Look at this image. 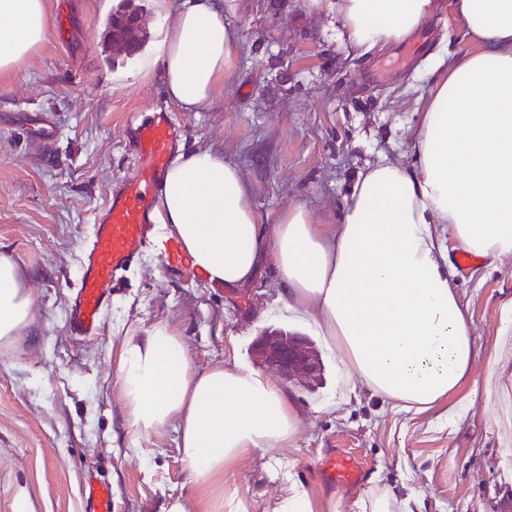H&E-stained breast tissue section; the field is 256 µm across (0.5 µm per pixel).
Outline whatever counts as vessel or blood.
<instances>
[{"mask_svg": "<svg viewBox=\"0 0 512 512\" xmlns=\"http://www.w3.org/2000/svg\"><path fill=\"white\" fill-rule=\"evenodd\" d=\"M123 139L137 164L113 189L83 247L77 283L68 303V326L74 336L97 334L112 303L113 285L126 281L146 254H154L168 274L200 276L181 241L174 236L158 238L151 218L155 190L181 141L180 125L171 113L159 110L149 120L127 122ZM326 471L338 482L354 487L362 483L359 464L344 452L329 458ZM82 494L88 512H112V488L107 482L89 477Z\"/></svg>", "mask_w": 512, "mask_h": 512, "instance_id": "obj_1", "label": "vessel or blood"}]
</instances>
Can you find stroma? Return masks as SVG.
<instances>
[{
	"mask_svg": "<svg viewBox=\"0 0 512 512\" xmlns=\"http://www.w3.org/2000/svg\"><path fill=\"white\" fill-rule=\"evenodd\" d=\"M118 3L46 0L51 36L0 75V253L18 264L33 304L30 322L0 343V512H14L21 491L31 512H85L91 473L111 483L114 512H163L190 494L177 422L135 432L118 386L125 337L157 324L182 338L197 371L231 359L259 367L254 343L274 329L311 337L320 354L315 390L287 385L302 408L294 443L249 454L224 475L225 493L248 512H272L292 478L326 499L351 501L367 487L417 496L420 512H500L512 500V427L500 421L506 401L496 389L499 374L512 375L511 257L464 270L448 251L477 356L445 411H407L350 389L336 348L291 319L270 268L251 287L214 288L166 275L148 255L113 288L96 336L67 328L82 244L133 165L122 136L129 113L146 120L166 108L183 129L182 150L209 147L237 165L265 228L299 205L339 224L356 175L379 154L413 166L435 59L473 49L449 5L408 40L361 54L341 45L335 16L308 12L305 0H232L222 18L241 32L238 57L212 102L186 112L166 96L159 67L142 64L169 17L158 0H134L143 47L130 55L105 37ZM33 112L58 130L54 148L36 138ZM339 449L364 469L362 487L324 478Z\"/></svg>",
	"mask_w": 512,
	"mask_h": 512,
	"instance_id": "1",
	"label": "stroma"
}]
</instances>
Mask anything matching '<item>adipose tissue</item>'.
<instances>
[{
	"mask_svg": "<svg viewBox=\"0 0 512 512\" xmlns=\"http://www.w3.org/2000/svg\"><path fill=\"white\" fill-rule=\"evenodd\" d=\"M335 13L349 48H385L414 34L439 0H309ZM478 49L452 62L422 106L407 168L388 156L359 173L340 224L317 223L296 206L266 234L238 168L210 148L180 153L159 185L154 218L169 226L196 268L227 288L252 284L273 263L287 308L343 354L372 396L422 413L467 380L476 353L472 315L449 283L447 242L483 257H512V0H452ZM49 33L45 0H0V74ZM241 37L215 0H183L156 44L165 93L196 112L214 97ZM32 317L15 261L0 254V339ZM123 405L139 433L180 426L182 463L194 492L166 512H247L224 492L245 455L292 445L301 411L282 383L230 362L195 372L167 326L124 340ZM411 498L370 490L349 503L323 500L289 482L273 512H412Z\"/></svg>",
	"mask_w": 512,
	"mask_h": 512,
	"instance_id": "ef3b65f1",
	"label": "adipose tissue"
}]
</instances>
